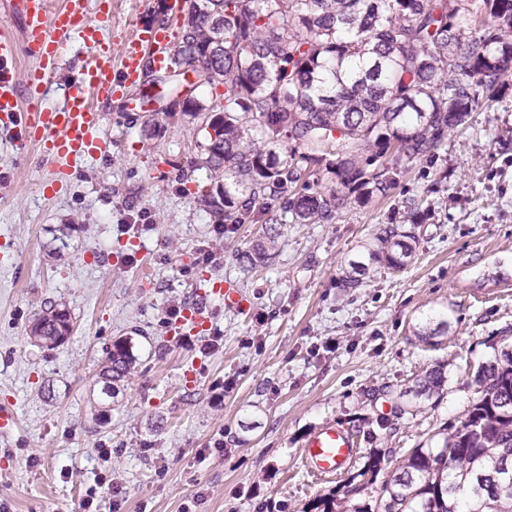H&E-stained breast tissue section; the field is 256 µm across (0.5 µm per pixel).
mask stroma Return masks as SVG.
<instances>
[{
	"label": "stroma",
	"mask_w": 512,
	"mask_h": 512,
	"mask_svg": "<svg viewBox=\"0 0 512 512\" xmlns=\"http://www.w3.org/2000/svg\"><path fill=\"white\" fill-rule=\"evenodd\" d=\"M158 2L112 0L113 57L151 25ZM93 56L69 45L46 106L63 104ZM506 83L449 132L437 160L397 162L385 197L333 223L277 225L273 259L250 271L237 256L280 202L217 233L200 200L215 185L202 118L174 111L165 89L141 79L97 101L109 150L53 194L52 162L0 128V407L17 419L0 434V503L80 512L90 495L97 512H304L316 497L345 496V477L319 482L301 463L325 423L375 430L360 453L390 449L389 472L457 423L478 364L512 333V76ZM415 222L416 255L402 272L370 265L363 287H342L380 225ZM207 250L217 263L200 261ZM226 284L245 308L213 294ZM201 301L208 328L166 315ZM53 304L66 306L73 331L52 348L29 329ZM443 321L432 343L414 333ZM119 339L135 362L108 394L100 370ZM435 366L447 393L395 418L399 392ZM218 438L221 455L207 450Z\"/></svg>",
	"instance_id": "obj_1"
}]
</instances>
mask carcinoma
I'll list each match as a JSON object with an SVG mask.
<instances>
[{"label":"carcinoma","mask_w":512,"mask_h":512,"mask_svg":"<svg viewBox=\"0 0 512 512\" xmlns=\"http://www.w3.org/2000/svg\"><path fill=\"white\" fill-rule=\"evenodd\" d=\"M183 14L173 76L196 78L183 111L210 113L205 164L224 183L202 197L224 225L245 223L268 197L281 199L276 224L289 216L331 224L351 199L386 195L396 175L387 155L438 157L448 131L476 111L473 89L495 99L512 69V0H184ZM219 85L220 105L194 96ZM283 139L292 148L282 157L273 145ZM417 228H379L368 259L403 271ZM275 240L255 244L239 264H266ZM71 330L68 312L52 305L31 335L56 346ZM500 341L439 450L412 449L402 472L349 512H512V338ZM132 362L126 342L112 344L101 370L106 393ZM445 390L441 369L425 371L404 392L399 415ZM385 461L375 453L350 481H377Z\"/></svg>","instance_id":"obj_1"}]
</instances>
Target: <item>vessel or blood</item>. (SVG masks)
Instances as JSON below:
<instances>
[{
  "label": "vessel or blood",
  "instance_id": "b4317fda",
  "mask_svg": "<svg viewBox=\"0 0 512 512\" xmlns=\"http://www.w3.org/2000/svg\"><path fill=\"white\" fill-rule=\"evenodd\" d=\"M16 8L24 16L26 48L36 65L19 77L13 43L0 39V126L13 130L20 144L37 145L51 156L57 180H62L79 162L106 149L95 100L135 83L144 55H152L157 65H168L174 54L171 31L166 26L139 28L116 62L103 35L102 25L110 18L104 0H63L55 10L48 8L47 0H17ZM70 39L94 49L95 56L82 66L79 86L62 107L43 106L49 78ZM115 64L120 67L116 76L111 73ZM357 454L355 437L328 423L307 441L301 460L310 475L325 479L339 475Z\"/></svg>",
  "mask_w": 512,
  "mask_h": 512
}]
</instances>
